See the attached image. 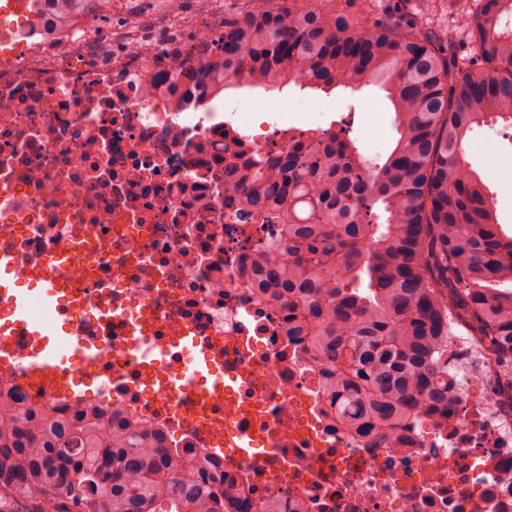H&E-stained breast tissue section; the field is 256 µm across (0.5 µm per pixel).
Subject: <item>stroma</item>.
Wrapping results in <instances>:
<instances>
[{
    "label": "stroma",
    "mask_w": 512,
    "mask_h": 512,
    "mask_svg": "<svg viewBox=\"0 0 512 512\" xmlns=\"http://www.w3.org/2000/svg\"><path fill=\"white\" fill-rule=\"evenodd\" d=\"M123 12L126 24L113 30V44L134 42L143 31H152L166 41L190 43L196 30L211 26L234 0H181L180 9L168 11L164 0H112ZM227 102L239 105L251 118L271 121L287 119L301 128H347L360 152L374 161L389 154L398 133L389 112L391 105L381 87L370 85L354 91L340 87L331 94L288 87L281 92L261 89L228 90ZM477 149L467 158L475 171L486 179L488 198L503 232L512 237V178L497 175L488 180V160L512 163V125L501 120L475 128L471 134Z\"/></svg>",
    "instance_id": "35a3bbf8"
}]
</instances>
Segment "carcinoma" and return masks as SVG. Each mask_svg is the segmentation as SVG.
<instances>
[{"mask_svg": "<svg viewBox=\"0 0 512 512\" xmlns=\"http://www.w3.org/2000/svg\"><path fill=\"white\" fill-rule=\"evenodd\" d=\"M238 0L178 71L218 96L226 76L266 91L378 84L399 138L368 161L345 131L307 132L224 186L277 219V243L243 274L280 305L288 335L330 370L329 408L390 448L418 424H448L457 399L448 348L465 328L512 395V237L459 149L475 125L512 122V0ZM447 11L454 22L435 21ZM0 418V512H249L245 489L204 457L97 411L56 420L18 400Z\"/></svg>", "mask_w": 512, "mask_h": 512, "instance_id": "carcinoma-1", "label": "carcinoma"}]
</instances>
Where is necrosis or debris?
<instances>
[{
    "instance_id": "obj_1",
    "label": "necrosis or debris",
    "mask_w": 512,
    "mask_h": 512,
    "mask_svg": "<svg viewBox=\"0 0 512 512\" xmlns=\"http://www.w3.org/2000/svg\"><path fill=\"white\" fill-rule=\"evenodd\" d=\"M54 0L8 17L0 40V253L56 268L74 299L54 319L106 345L90 395L32 386L27 325L8 335L14 361L0 393L60 416L93 407L164 431L173 448L206 453L254 501L302 512H512V400L483 362L460 372L447 428L425 423L386 448L339 427L327 410L328 368L288 333L281 309L258 300L241 270L275 236L224 187V160L249 165L284 152L287 120L216 111L166 70L156 93L143 76L164 54L106 48L112 14L57 31ZM164 355L149 363L143 340ZM215 363L224 384L170 381L184 344ZM245 449L231 462L217 447Z\"/></svg>"
}]
</instances>
